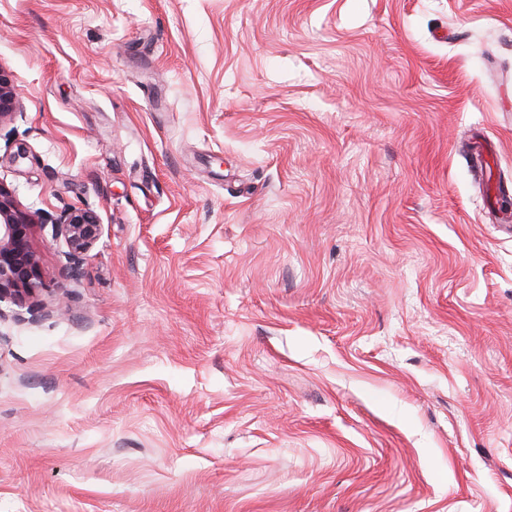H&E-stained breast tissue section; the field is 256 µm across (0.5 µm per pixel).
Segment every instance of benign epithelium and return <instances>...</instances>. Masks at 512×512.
Segmentation results:
<instances>
[{
  "label": "benign epithelium",
  "mask_w": 512,
  "mask_h": 512,
  "mask_svg": "<svg viewBox=\"0 0 512 512\" xmlns=\"http://www.w3.org/2000/svg\"><path fill=\"white\" fill-rule=\"evenodd\" d=\"M18 95L0 77V121L11 116ZM36 217L21 210L12 191L0 183V300L17 301L19 293L33 295L42 287L39 258L31 246V233ZM102 230L98 217L90 210H71L51 223L53 238L64 240L66 275H75Z\"/></svg>",
  "instance_id": "7a95c632"
}]
</instances>
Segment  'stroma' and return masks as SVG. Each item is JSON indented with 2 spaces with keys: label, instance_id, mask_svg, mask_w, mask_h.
<instances>
[{
  "label": "stroma",
  "instance_id": "35a3bbf8",
  "mask_svg": "<svg viewBox=\"0 0 512 512\" xmlns=\"http://www.w3.org/2000/svg\"><path fill=\"white\" fill-rule=\"evenodd\" d=\"M0 75L102 225L0 303V512H512V0H0Z\"/></svg>",
  "mask_w": 512,
  "mask_h": 512
}]
</instances>
